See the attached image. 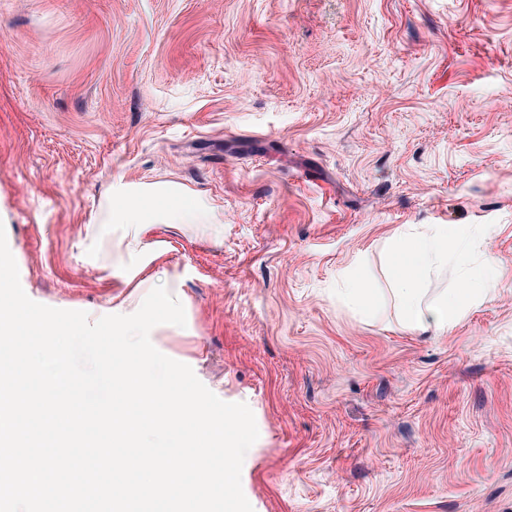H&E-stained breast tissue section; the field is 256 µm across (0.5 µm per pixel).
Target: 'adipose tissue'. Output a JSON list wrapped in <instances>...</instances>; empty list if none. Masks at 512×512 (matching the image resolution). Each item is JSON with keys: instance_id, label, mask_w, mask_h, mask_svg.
<instances>
[{"instance_id": "adipose-tissue-1", "label": "adipose tissue", "mask_w": 512, "mask_h": 512, "mask_svg": "<svg viewBox=\"0 0 512 512\" xmlns=\"http://www.w3.org/2000/svg\"><path fill=\"white\" fill-rule=\"evenodd\" d=\"M462 241L450 226L434 225L421 232H399L389 242L391 295L405 324L417 331H446L474 305L492 295L487 281L471 279L463 287L431 296L428 285L460 252Z\"/></svg>"}]
</instances>
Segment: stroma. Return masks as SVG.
Returning a JSON list of instances; mask_svg holds the SVG:
<instances>
[{"instance_id":"35a3bbf8","label":"stroma","mask_w":512,"mask_h":512,"mask_svg":"<svg viewBox=\"0 0 512 512\" xmlns=\"http://www.w3.org/2000/svg\"><path fill=\"white\" fill-rule=\"evenodd\" d=\"M156 185L200 213L103 223ZM0 223L35 302L182 303L151 342L251 409L253 512H512V0H0ZM413 224L495 286L444 334L389 292ZM379 289L366 280L349 281L344 288L346 301L355 308L370 309L375 306Z\"/></svg>"}]
</instances>
